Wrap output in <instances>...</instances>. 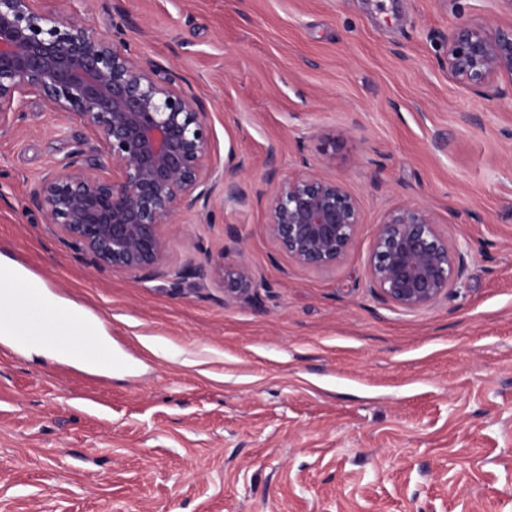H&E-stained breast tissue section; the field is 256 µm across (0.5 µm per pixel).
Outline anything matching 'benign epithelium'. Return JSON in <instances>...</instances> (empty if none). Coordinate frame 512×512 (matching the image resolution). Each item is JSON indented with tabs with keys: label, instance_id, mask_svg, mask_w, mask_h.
<instances>
[{
	"label": "benign epithelium",
	"instance_id": "7a95c632",
	"mask_svg": "<svg viewBox=\"0 0 512 512\" xmlns=\"http://www.w3.org/2000/svg\"><path fill=\"white\" fill-rule=\"evenodd\" d=\"M45 0H0V134L13 129L14 104L30 91L54 112L93 130L110 171L92 160L62 161L32 197L44 223L70 245L114 272H151L165 259L164 227L207 206L219 184L234 194L243 168L214 157L204 99L162 64L131 54L117 41L137 25L128 14L112 22V37L79 14L59 15ZM448 76L478 95L512 87V23L448 28ZM331 155L301 178H282L266 200L270 238L293 263L315 270L340 264L362 224L356 198L329 174ZM224 176H219V171ZM224 300L250 304L258 288L241 259L219 257ZM462 250L448 246L432 212L404 204L377 225L369 262L370 287L402 310L429 306L455 287Z\"/></svg>",
	"mask_w": 512,
	"mask_h": 512
}]
</instances>
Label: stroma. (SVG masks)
Masks as SVG:
<instances>
[{
  "label": "stroma",
  "instance_id": "1",
  "mask_svg": "<svg viewBox=\"0 0 512 512\" xmlns=\"http://www.w3.org/2000/svg\"><path fill=\"white\" fill-rule=\"evenodd\" d=\"M98 31L129 8L133 53L207 98L245 167L165 229L153 273L93 265L31 199L76 152L73 116L17 103L0 135V254L99 318L112 365L0 351V512H512V95L448 77V28L512 20L496 0H47ZM331 172L358 200L347 257L317 271L269 237L262 161ZM432 211L466 255L436 303L369 286L383 216ZM257 298L225 301L217 259ZM184 272L181 291L174 276Z\"/></svg>",
  "mask_w": 512,
  "mask_h": 512
}]
</instances>
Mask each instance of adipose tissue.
I'll return each instance as SVG.
<instances>
[{"label": "adipose tissue", "mask_w": 512, "mask_h": 512, "mask_svg": "<svg viewBox=\"0 0 512 512\" xmlns=\"http://www.w3.org/2000/svg\"><path fill=\"white\" fill-rule=\"evenodd\" d=\"M22 281L28 282L39 296L45 317L62 321L61 334L70 346L81 347L84 337L96 336L100 339V348L104 352H111V345L100 338L102 323L98 318L88 315L81 306L53 296L45 282L31 276L24 267L9 258L0 256V318L12 317V335L25 336L29 333L27 326L17 319L24 297L18 288Z\"/></svg>", "instance_id": "ef3b65f1"}]
</instances>
